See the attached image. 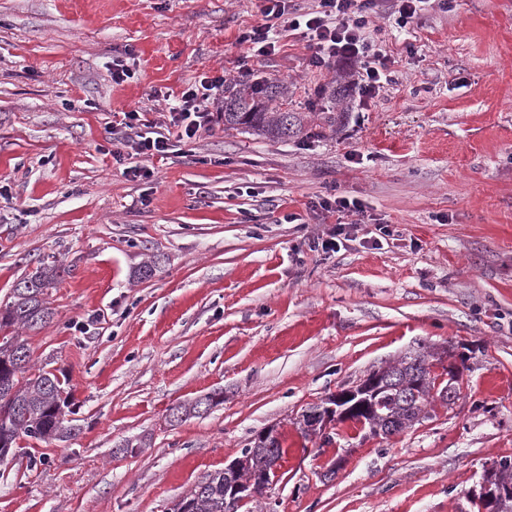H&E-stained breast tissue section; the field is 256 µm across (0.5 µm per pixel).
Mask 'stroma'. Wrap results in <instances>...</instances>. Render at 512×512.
<instances>
[{"mask_svg": "<svg viewBox=\"0 0 512 512\" xmlns=\"http://www.w3.org/2000/svg\"><path fill=\"white\" fill-rule=\"evenodd\" d=\"M256 4L0 0V308L39 261L66 267L53 320L24 336L80 427L0 460V512H169L268 428L288 453L240 512H483L485 470L512 459V0L376 20L396 82L367 103L331 99L359 66L308 69L299 32L247 56ZM241 68L287 82L293 111L346 118L285 141L218 122L147 178L100 151L121 113ZM330 191L370 221L314 251ZM428 346L467 357L450 405L387 438L302 434L309 407ZM216 396L219 397L216 400ZM224 399L223 391H214L205 397L196 399L194 402L178 405L171 408L170 422L179 423L190 417L201 416L207 413L214 405H217Z\"/></svg>", "mask_w": 512, "mask_h": 512, "instance_id": "35a3bbf8", "label": "stroma"}]
</instances>
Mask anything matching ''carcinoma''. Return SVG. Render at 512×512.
<instances>
[{
  "instance_id": "obj_1",
  "label": "carcinoma",
  "mask_w": 512,
  "mask_h": 512,
  "mask_svg": "<svg viewBox=\"0 0 512 512\" xmlns=\"http://www.w3.org/2000/svg\"><path fill=\"white\" fill-rule=\"evenodd\" d=\"M224 128L245 130L271 141H283L305 133L320 135L333 130L343 116L341 112H294L288 109V83L272 81L261 89L247 82L224 86ZM67 269L55 262L42 261L36 269L21 278L13 288V301L0 309V330L11 327L36 329L53 317L44 295L56 285ZM0 358L13 370L0 373V446L13 448L17 439L26 436L51 442L70 438L79 427L70 424L65 408L70 406L71 389L66 375L45 368H34L27 340L20 336L0 337ZM441 362L436 353L427 350L411 352L388 365L393 384L376 397L375 424H365L372 434L385 437L412 427L425 417L427 406L438 400L444 404L457 395L460 375L447 379L438 388V375L431 371ZM224 399L215 391L191 403L171 409L170 422L179 423L201 416ZM271 452L254 439L241 456L247 469L275 479L273 466L283 459L287 449L278 440L270 442ZM492 487L505 490V498L497 512H512V460L503 459L491 474ZM227 472L220 470L198 483L189 495L170 508V512H238L240 506L224 496Z\"/></svg>"
}]
</instances>
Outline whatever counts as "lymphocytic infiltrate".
<instances>
[{
    "mask_svg": "<svg viewBox=\"0 0 512 512\" xmlns=\"http://www.w3.org/2000/svg\"><path fill=\"white\" fill-rule=\"evenodd\" d=\"M428 2L320 0L319 11L302 13L289 10L287 0H260L261 23L243 32L238 41L246 45L249 54L267 57L279 48L276 30L301 32L310 52V68L322 71L340 61L359 62L360 93L371 99L392 84L393 77L385 55L367 40L365 29L379 15L394 18L398 26H407ZM223 110V77L204 73L169 106L166 124L151 120L148 110L142 108L125 112L120 121L121 138L146 162L154 157L164 160L174 145L189 143L199 131L209 129Z\"/></svg>",
    "mask_w": 512,
    "mask_h": 512,
    "instance_id": "f902f5d3",
    "label": "lymphocytic infiltrate"
}]
</instances>
